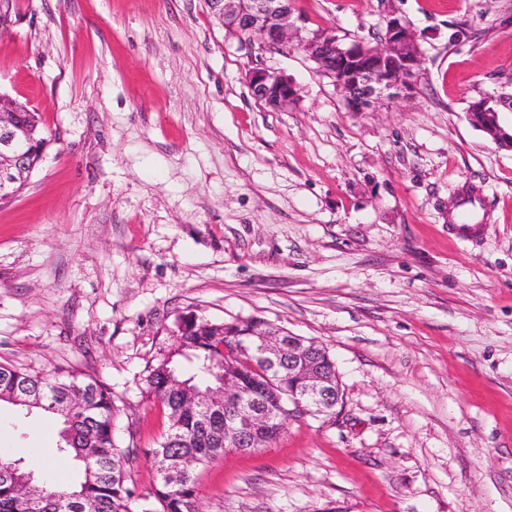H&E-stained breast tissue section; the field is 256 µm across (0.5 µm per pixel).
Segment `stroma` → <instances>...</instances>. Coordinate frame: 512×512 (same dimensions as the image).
<instances>
[{
  "label": "stroma",
  "mask_w": 512,
  "mask_h": 512,
  "mask_svg": "<svg viewBox=\"0 0 512 512\" xmlns=\"http://www.w3.org/2000/svg\"><path fill=\"white\" fill-rule=\"evenodd\" d=\"M309 29L375 40L382 0H293ZM0 93L54 138L0 205V362L96 373L128 486L168 425L146 369L180 318L256 317L327 348L338 416L289 419L198 475L199 512H512V0H395L420 36L407 100L349 109L303 52L251 57L205 0H12ZM294 108L252 94L255 64ZM480 191L484 232L454 203ZM55 423L0 408V456L56 484ZM248 83L258 100L275 109H288L300 100L299 87L283 72L256 66L249 71ZM469 121L475 127L485 132L500 146L512 149V132H506L499 124L497 110L485 101L479 112H467Z\"/></svg>",
  "instance_id": "35a3bbf8"
}]
</instances>
